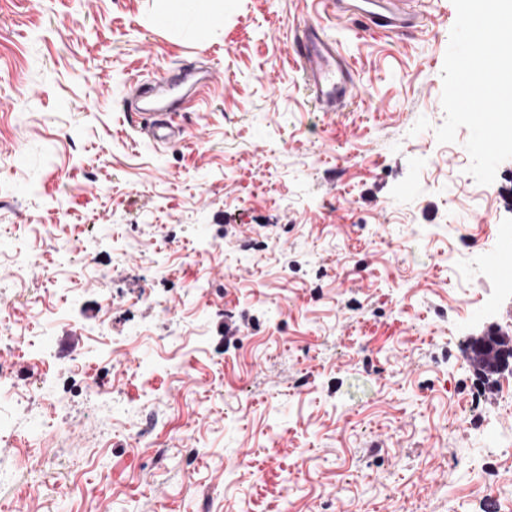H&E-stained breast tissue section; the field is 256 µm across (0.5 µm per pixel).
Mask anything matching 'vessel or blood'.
Segmentation results:
<instances>
[{"label":"vessel or blood","mask_w":512,"mask_h":512,"mask_svg":"<svg viewBox=\"0 0 512 512\" xmlns=\"http://www.w3.org/2000/svg\"><path fill=\"white\" fill-rule=\"evenodd\" d=\"M315 10L325 14L355 15L362 26L374 35L399 33L418 26L425 17V0H313ZM295 52L302 59L305 80L311 87L319 111L335 112L355 95L353 66L336 43L320 28L306 27L296 37ZM213 82L212 74L194 71L173 72L162 77L154 87L144 90L146 100L138 122L156 144L176 137L180 128L176 120L158 124L154 115L179 111L186 99L196 96ZM492 277L512 280V243L502 242L489 262Z\"/></svg>","instance_id":"1"}]
</instances>
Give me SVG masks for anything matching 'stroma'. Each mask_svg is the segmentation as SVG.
<instances>
[{
	"label": "stroma",
	"instance_id": "1",
	"mask_svg": "<svg viewBox=\"0 0 512 512\" xmlns=\"http://www.w3.org/2000/svg\"><path fill=\"white\" fill-rule=\"evenodd\" d=\"M442 2L378 39L307 0H214L202 37L156 26L163 0H0V317L56 353L0 344L32 405L0 402V512H482L479 484L512 492V460L448 465L512 428L501 376L465 359L512 299L481 307L448 269L484 278L472 239H512V159L480 185L468 130L436 139ZM311 24L355 65L342 111L303 84ZM202 64L216 83L153 144L127 82ZM103 314L116 341L87 374ZM139 323L153 339L121 344Z\"/></svg>",
	"mask_w": 512,
	"mask_h": 512
}]
</instances>
